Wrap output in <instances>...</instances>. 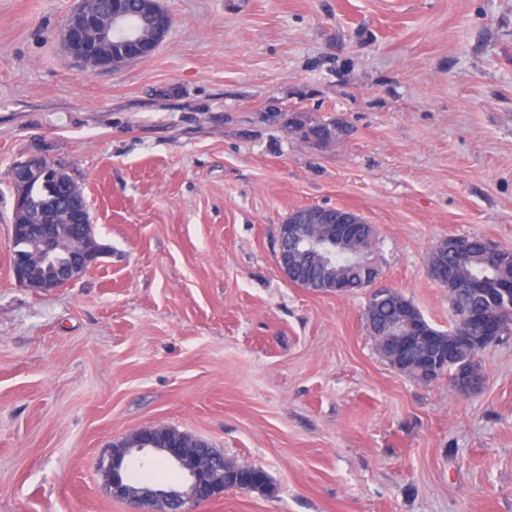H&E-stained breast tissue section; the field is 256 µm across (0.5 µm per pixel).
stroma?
Here are the masks:
<instances>
[{
    "mask_svg": "<svg viewBox=\"0 0 512 512\" xmlns=\"http://www.w3.org/2000/svg\"><path fill=\"white\" fill-rule=\"evenodd\" d=\"M76 2L0 0V512H132L98 461L149 425L274 485L195 512H512V335L479 392L419 383L365 295L294 286L275 255L292 210L353 209L382 282L447 329L435 243L512 247V0H162L166 41L90 74L59 38ZM32 155L107 249L45 294L11 269ZM22 168V181L25 186L22 188L13 185V193L15 197L14 211L24 210L31 205V198L27 195L26 185L34 180H41L42 182H33L28 185V192L35 197H42L47 194L46 188L43 184L52 181L56 185V193L64 189L57 172V165L50 162L47 158L34 155L30 156L20 163Z\"/></svg>",
    "mask_w": 512,
    "mask_h": 512,
    "instance_id": "1",
    "label": "stroma"
}]
</instances>
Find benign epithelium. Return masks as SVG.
<instances>
[{"label":"benign epithelium","mask_w":512,"mask_h":512,"mask_svg":"<svg viewBox=\"0 0 512 512\" xmlns=\"http://www.w3.org/2000/svg\"><path fill=\"white\" fill-rule=\"evenodd\" d=\"M97 0H78L75 9L66 17L60 38L66 52L82 66L90 69L121 67L151 55L166 39L171 28V18L160 5V0H138L137 14L148 26V35L131 30L119 40L113 34L126 26L129 11L127 0H108V22L101 26L96 21ZM22 181L52 182L56 191L64 189L56 175L57 165L47 158L34 155L20 163ZM70 209L78 227L86 228V216L80 193L74 192ZM290 223L281 225L284 236L291 243L306 245L327 255L331 249L348 251L360 259L365 242L362 235V217L350 210L334 207L306 206L291 212ZM70 252L69 261L53 267L42 278L29 274L31 258L15 254L12 268L15 280L36 292L52 291L64 284L80 280L93 266L100 263L104 249L90 234H83L82 241L73 240L66 231H46L35 254L47 259L59 252ZM277 266L287 281L301 275L295 251L283 249L276 254ZM459 329L474 347L468 361L478 360L480 351L498 341L501 329L495 317L471 316ZM139 457L142 463L162 460L176 465L185 475L181 488L159 487L155 484L133 486L125 477L127 459ZM226 458L211 448H187L183 439L164 426L141 428L128 438L112 442V449L99 463V469L112 496L133 504L138 512H194L197 505L224 496L227 483L224 478Z\"/></svg>","instance_id":"7a95c632"}]
</instances>
